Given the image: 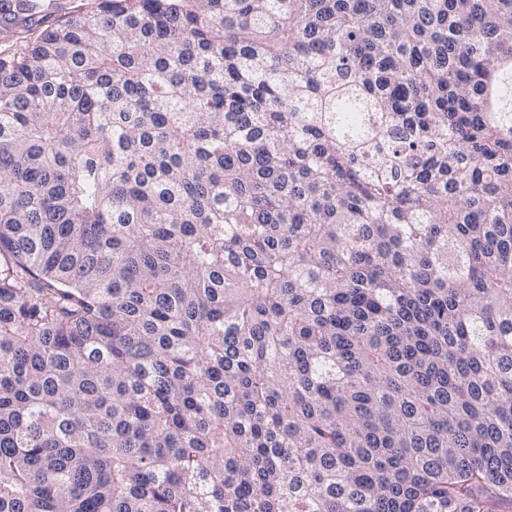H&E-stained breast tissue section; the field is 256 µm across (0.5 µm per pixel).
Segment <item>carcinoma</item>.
<instances>
[{"mask_svg": "<svg viewBox=\"0 0 512 512\" xmlns=\"http://www.w3.org/2000/svg\"><path fill=\"white\" fill-rule=\"evenodd\" d=\"M35 23L0 512H512V0Z\"/></svg>", "mask_w": 512, "mask_h": 512, "instance_id": "cac0c4a2", "label": "carcinoma"}]
</instances>
